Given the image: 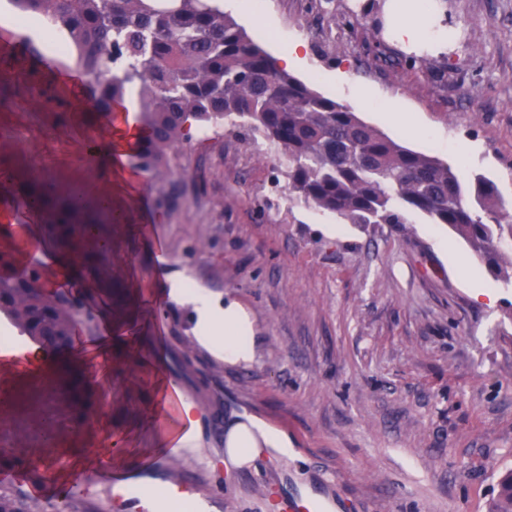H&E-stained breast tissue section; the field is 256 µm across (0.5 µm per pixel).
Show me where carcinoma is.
Masks as SVG:
<instances>
[{
  "label": "carcinoma",
  "mask_w": 512,
  "mask_h": 512,
  "mask_svg": "<svg viewBox=\"0 0 512 512\" xmlns=\"http://www.w3.org/2000/svg\"><path fill=\"white\" fill-rule=\"evenodd\" d=\"M16 12L45 16L72 46L68 59L91 83L88 113H111L122 105L128 86L138 88L135 122L149 135L128 155L142 173L160 171L192 131L222 128L224 122L261 137L281 155L288 197L334 214L349 224H405L415 212L432 224H446L469 245L491 272L503 274V245L512 246V210L497 185L481 175L467 191L458 172L436 157L418 153L386 137L349 106L326 97L280 70L214 0H9ZM40 43L0 49V107L16 92L36 91L55 108L60 123L70 104ZM17 203L42 204L48 236L64 253L81 259L82 274L104 281L99 252L80 233L83 226L108 222L112 215L91 204L86 191L43 176L33 165L12 181ZM14 256L0 251V312L17 296L32 297L15 313L22 335L59 357L62 341L48 346L47 325L66 335L76 303L68 292L46 298L36 285L46 270L1 268ZM70 417L76 422L95 406V394L78 373L65 369ZM0 512H31L30 504L0 489ZM491 512H512V470L499 480Z\"/></svg>",
  "instance_id": "1"
}]
</instances>
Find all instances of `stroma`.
Returning a JSON list of instances; mask_svg holds the SVG:
<instances>
[{
  "label": "stroma",
  "mask_w": 512,
  "mask_h": 512,
  "mask_svg": "<svg viewBox=\"0 0 512 512\" xmlns=\"http://www.w3.org/2000/svg\"><path fill=\"white\" fill-rule=\"evenodd\" d=\"M396 3L260 0L241 11L219 0L270 56L304 43L296 78L345 104L368 91L363 121L448 162L464 182L493 180L512 206V0H429L418 19L433 38L418 49L388 36ZM394 100L400 129L383 115ZM461 142L475 153L459 157ZM1 147L47 164L58 182L111 185L121 212L102 255L112 291L94 295L75 348L99 405L81 425L56 428L64 446L97 433L82 474L92 497L61 505L59 466L48 458L37 486L25 473L0 471V487L29 500L32 512H123L108 485L93 480L109 464L102 444L116 433L131 463L117 475L141 485L166 486L188 477L195 459L208 460L202 487L218 499L217 512H270L272 483L287 494L320 486L329 497L357 499L364 512H488L500 474L512 469V288L448 225L416 213L403 224H347L289 200L264 142L243 130L195 138L135 190L106 180L83 134L25 94L0 108ZM180 272L250 313L260 336L252 367L211 357L194 338L191 306L156 304L166 274ZM477 279L492 285L494 300L476 298ZM107 318L141 350L162 349L167 376L202 411L189 457H151L156 432L143 426L142 411L153 378L94 352ZM247 416L283 429L295 455L258 459L227 481L224 432ZM326 473L335 484L322 486Z\"/></svg>",
  "instance_id": "1"
}]
</instances>
